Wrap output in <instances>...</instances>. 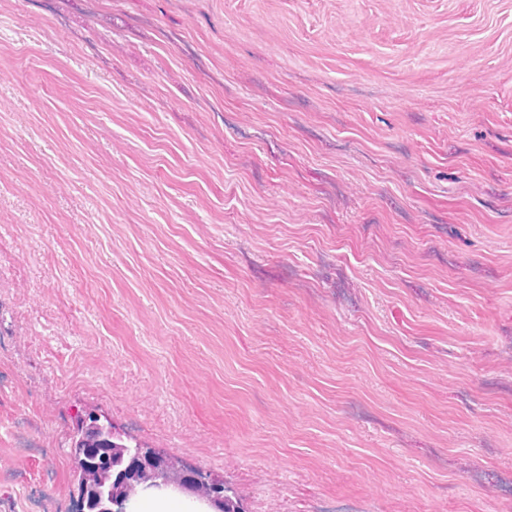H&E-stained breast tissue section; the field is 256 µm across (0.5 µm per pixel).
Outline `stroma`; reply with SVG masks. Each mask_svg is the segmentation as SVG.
I'll return each instance as SVG.
<instances>
[{"label":"stroma","mask_w":512,"mask_h":512,"mask_svg":"<svg viewBox=\"0 0 512 512\" xmlns=\"http://www.w3.org/2000/svg\"><path fill=\"white\" fill-rule=\"evenodd\" d=\"M91 412L246 512H512V0H0V512Z\"/></svg>","instance_id":"35a3bbf8"}]
</instances>
